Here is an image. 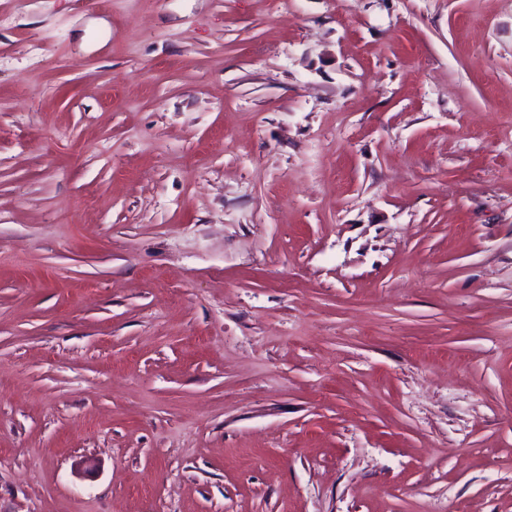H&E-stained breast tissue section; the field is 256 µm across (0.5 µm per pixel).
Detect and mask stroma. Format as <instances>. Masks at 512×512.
Returning a JSON list of instances; mask_svg holds the SVG:
<instances>
[{
	"instance_id": "obj_1",
	"label": "stroma",
	"mask_w": 512,
	"mask_h": 512,
	"mask_svg": "<svg viewBox=\"0 0 512 512\" xmlns=\"http://www.w3.org/2000/svg\"><path fill=\"white\" fill-rule=\"evenodd\" d=\"M0 512H512V0H0Z\"/></svg>"
}]
</instances>
